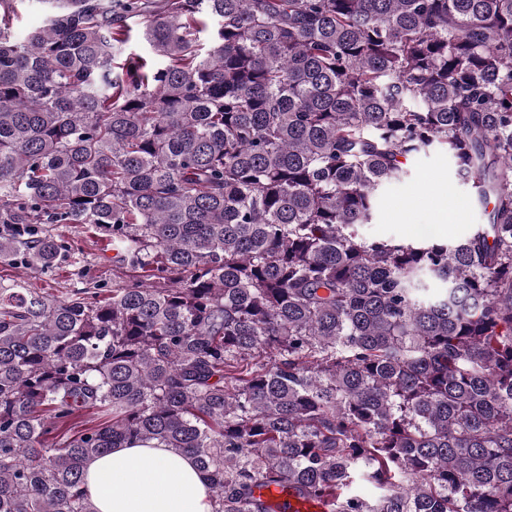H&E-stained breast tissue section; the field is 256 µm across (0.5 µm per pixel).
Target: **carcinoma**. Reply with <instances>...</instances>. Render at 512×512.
<instances>
[{"label": "carcinoma", "mask_w": 512, "mask_h": 512, "mask_svg": "<svg viewBox=\"0 0 512 512\" xmlns=\"http://www.w3.org/2000/svg\"><path fill=\"white\" fill-rule=\"evenodd\" d=\"M0 0V512H95L86 461L191 456L213 512H512V0ZM138 26L156 67L123 56ZM442 146L487 223L367 238ZM95 410L71 434L57 424ZM46 16L45 7L37 0H27L17 6V15L13 20L16 33L23 34L43 24ZM57 232L69 239L84 260L85 272L105 288H112V250L98 232L86 224H60ZM0 275L10 276L14 280H21L25 282L27 288H37L41 292L52 296L65 295L70 290L71 283V267L60 269L51 278L43 277L39 274L33 273L29 270L10 268L5 266ZM266 496L273 502L277 503L279 512H296L299 510L302 512H322L324 508L319 504L312 502H299L294 496H287L281 489V486L271 484L264 489Z\"/></svg>", "instance_id": "1"}]
</instances>
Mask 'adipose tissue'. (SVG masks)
I'll return each mask as SVG.
<instances>
[{
	"instance_id": "adipose-tissue-1",
	"label": "adipose tissue",
	"mask_w": 512,
	"mask_h": 512,
	"mask_svg": "<svg viewBox=\"0 0 512 512\" xmlns=\"http://www.w3.org/2000/svg\"><path fill=\"white\" fill-rule=\"evenodd\" d=\"M84 489L96 512H211V492L188 455L136 444L85 464Z\"/></svg>"
}]
</instances>
